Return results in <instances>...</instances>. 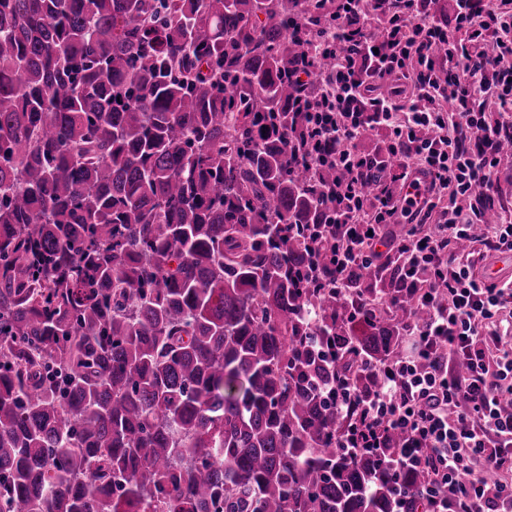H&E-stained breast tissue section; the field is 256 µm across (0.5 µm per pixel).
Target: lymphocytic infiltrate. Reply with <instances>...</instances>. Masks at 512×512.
I'll list each match as a JSON object with an SVG mask.
<instances>
[{
    "mask_svg": "<svg viewBox=\"0 0 512 512\" xmlns=\"http://www.w3.org/2000/svg\"><path fill=\"white\" fill-rule=\"evenodd\" d=\"M382 15L394 33L375 44L371 23ZM438 15L437 0H336L318 38L334 67L321 70L309 47L294 74L314 86L319 106L311 128L320 148L298 161L315 168L328 158L338 172L322 189L318 229L338 244L337 281L398 252L406 287L429 312L380 390L338 395L356 417L336 444L369 451L404 431L390 463L427 472L425 512H512V323L502 317L512 278L474 274L489 254L512 253V219L481 222L505 164L499 144L512 134V0H448L447 21ZM487 96L491 117L480 104ZM371 133L382 140L368 154L358 142ZM472 237L479 248L456 250Z\"/></svg>",
    "mask_w": 512,
    "mask_h": 512,
    "instance_id": "f902f5d3",
    "label": "lymphocytic infiltrate"
}]
</instances>
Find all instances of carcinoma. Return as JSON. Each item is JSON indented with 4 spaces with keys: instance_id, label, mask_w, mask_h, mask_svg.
Masks as SVG:
<instances>
[{
    "instance_id": "obj_1",
    "label": "carcinoma",
    "mask_w": 512,
    "mask_h": 512,
    "mask_svg": "<svg viewBox=\"0 0 512 512\" xmlns=\"http://www.w3.org/2000/svg\"><path fill=\"white\" fill-rule=\"evenodd\" d=\"M333 0H0V512H418L336 447L426 308L334 288L290 75ZM371 370L362 374L358 365Z\"/></svg>"
}]
</instances>
